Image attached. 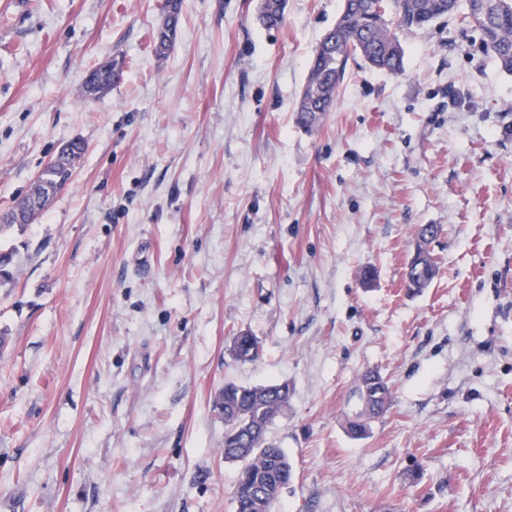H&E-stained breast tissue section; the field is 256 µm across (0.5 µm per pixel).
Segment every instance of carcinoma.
Listing matches in <instances>:
<instances>
[{"label": "carcinoma", "instance_id": "carcinoma-1", "mask_svg": "<svg viewBox=\"0 0 512 512\" xmlns=\"http://www.w3.org/2000/svg\"><path fill=\"white\" fill-rule=\"evenodd\" d=\"M379 0H344L336 24L328 29L311 58L306 84L298 101L296 123L308 130L316 129L333 107L336 91L343 82L350 55H361L368 65L379 71L398 73L404 66L401 31L421 30L457 16L480 35L484 50L500 68L512 73V0H490L486 14L474 9L476 0H388L383 13L374 11ZM285 0H261L257 19L265 27L283 21ZM181 0H167V16L155 34L154 49L158 57L169 52L179 23ZM120 56L94 68L86 77L83 96L106 93L124 68ZM83 146L61 148L57 161L45 168L39 181L52 194L61 191L71 179L82 157ZM439 232L435 225L418 229L419 245L406 272L408 287L424 288L434 278L435 262L423 245ZM15 249H0L5 274L0 284L14 280ZM232 353L240 361L260 357L257 337L241 333L232 337ZM362 410L348 420V432L356 437L367 433L368 421L383 415L391 402L392 390L376 372L366 371L359 378ZM290 387L286 383L243 387L224 386L217 406L224 407V459L241 461L234 487L235 512H273L280 494L292 479V465L283 449L268 440L269 427L288 407Z\"/></svg>", "mask_w": 512, "mask_h": 512}]
</instances>
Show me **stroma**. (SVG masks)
Listing matches in <instances>:
<instances>
[{"label": "stroma", "mask_w": 512, "mask_h": 512, "mask_svg": "<svg viewBox=\"0 0 512 512\" xmlns=\"http://www.w3.org/2000/svg\"><path fill=\"white\" fill-rule=\"evenodd\" d=\"M165 3L0 0V211L84 145L0 240V512H234L215 402L280 382L275 512H512V74L448 19L401 34L399 74L351 56L307 131L343 0H286L272 29L258 0H183L161 59ZM423 224L437 273L411 292ZM368 370L394 395L355 439ZM180 11L181 0H167V16L165 22L157 29L154 38V49L159 58L166 57L174 42ZM108 61L103 62L87 75L83 86V96L102 95L112 87L114 79L122 73L125 61L120 56L112 57V68L107 66ZM70 145H73L74 148L70 147L69 152L68 148ZM70 145L62 147L57 161L45 168L39 179L35 180V182L38 180L46 184L51 189V197L47 198V200H52L67 185L73 175L76 164L82 157L83 146L80 143H72ZM232 353L240 361L257 360L261 354L260 342L251 334H238L232 337Z\"/></svg>", "instance_id": "1"}]
</instances>
